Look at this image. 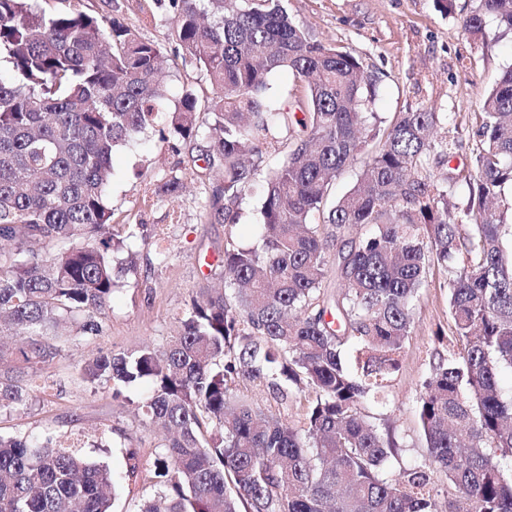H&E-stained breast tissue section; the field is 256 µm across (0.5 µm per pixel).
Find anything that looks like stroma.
I'll return each instance as SVG.
<instances>
[{"mask_svg": "<svg viewBox=\"0 0 512 512\" xmlns=\"http://www.w3.org/2000/svg\"><path fill=\"white\" fill-rule=\"evenodd\" d=\"M282 5L314 40L335 43L378 76L377 97L367 110L386 126L399 113L425 109L440 116L436 138L455 139L480 112L501 72L512 66V32L495 19H487L478 35L464 32L463 22L478 0H450L444 10L435 0H282ZM82 8L99 18L120 19L158 43L166 57H174L168 15L153 0H83ZM187 159V152H174L156 138L116 148L107 202L116 221L137 227L138 271L121 279L102 333L62 345L50 361H25V339L0 338V376L22 380L31 395L25 406L0 412V435H78L86 455L114 470L121 469L126 449L146 460L158 455L159 434L138 408L142 388L118 389L105 379L86 380L82 366L86 359L146 344L163 349L198 289L223 286L221 260L227 243H254L252 227L262 221L260 187L242 201L233 226L201 223L205 191L199 182L186 183L174 198L157 194L161 178ZM160 252L166 253V261H157ZM411 309L414 331L387 390L390 405L373 412L376 424L392 427L398 454L407 463L426 453L414 400L429 372L435 331L451 329L442 269H431ZM236 393L295 427L304 424L308 402L303 394L283 399L249 380L240 381Z\"/></svg>", "mask_w": 512, "mask_h": 512, "instance_id": "obj_1", "label": "stroma"}]
</instances>
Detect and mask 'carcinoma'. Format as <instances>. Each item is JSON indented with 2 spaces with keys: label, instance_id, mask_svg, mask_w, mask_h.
I'll return each instance as SVG.
<instances>
[{
  "label": "carcinoma",
  "instance_id": "carcinoma-1",
  "mask_svg": "<svg viewBox=\"0 0 512 512\" xmlns=\"http://www.w3.org/2000/svg\"><path fill=\"white\" fill-rule=\"evenodd\" d=\"M81 2L48 13L0 0V334L27 337L26 358L99 335L119 274L137 271L135 232L115 233L106 204L117 146L155 133L187 147L156 193L204 184L205 224L235 223L263 152L282 155L263 185L261 246L224 248L225 291L200 289L164 350L82 368L149 388L141 410L164 452L139 512H440L451 489L463 512H512V68L468 130L472 163L436 179L432 161H452L463 138L434 139L439 115L427 110L367 125L376 81L280 0H168L169 39L211 85L182 84L172 107L161 47ZM488 15L512 30V0H479L464 31L481 32ZM276 72L302 88L283 107L265 95ZM203 114L213 122L202 137ZM372 142L354 187L332 201L333 178ZM458 183L469 202L452 210ZM436 266L453 327L416 395L428 452L405 466L364 409L385 403L410 304ZM244 378L308 392L303 427L240 402ZM28 395L0 383V409ZM142 469L129 452L122 479ZM115 484L80 448L0 436V512H112Z\"/></svg>",
  "mask_w": 512,
  "mask_h": 512
}]
</instances>
